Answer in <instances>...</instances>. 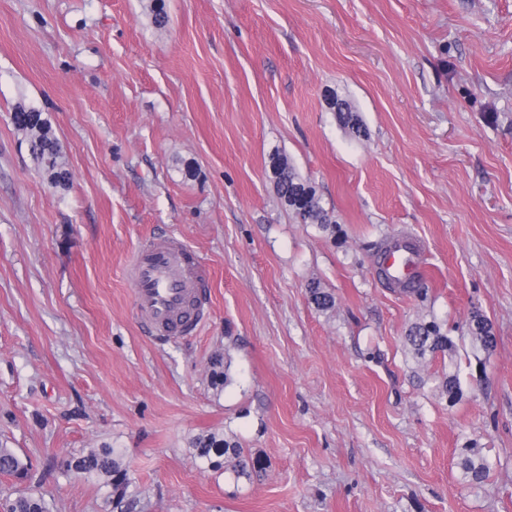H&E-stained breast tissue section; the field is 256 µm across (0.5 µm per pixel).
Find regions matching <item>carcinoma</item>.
I'll return each mask as SVG.
<instances>
[{
  "label": "carcinoma",
  "instance_id": "obj_1",
  "mask_svg": "<svg viewBox=\"0 0 512 512\" xmlns=\"http://www.w3.org/2000/svg\"><path fill=\"white\" fill-rule=\"evenodd\" d=\"M340 119L351 132L360 137L364 135L363 126L357 115L350 111L348 105L340 103ZM13 125L21 131L29 146L31 155L39 168L47 176L52 187H65L70 181L66 168L63 147L53 134L51 126L43 113L35 107L19 105L13 108L11 115ZM272 161L282 166L278 182L277 195L282 204L288 208L291 217L300 224H317L326 229L331 224L329 212L323 207L316 190L290 167L288 161L274 155ZM308 293L314 305L327 311L334 307L333 293L313 282L308 286ZM471 335L481 340L483 345L496 346V336L491 321L476 312L467 322ZM408 343L420 355L446 353L452 346L448 336L441 332L435 323L417 324L407 335ZM441 395L454 399L460 392V382L455 374L446 376L439 385ZM195 459L210 468H220L237 480H249L264 469V461L245 453L244 449L214 436L199 437L192 449ZM63 467L78 475L95 477L115 493L122 492L128 485V467L124 453L119 448H91L87 452L62 460ZM31 463L11 448H0V474L8 475L20 483L29 480ZM463 468L470 480L480 483L486 477L489 467L484 459L474 461L467 457ZM5 512H49V505L38 492L24 489L13 499L0 503Z\"/></svg>",
  "mask_w": 512,
  "mask_h": 512
}]
</instances>
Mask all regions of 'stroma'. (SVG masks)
Here are the masks:
<instances>
[{
	"mask_svg": "<svg viewBox=\"0 0 512 512\" xmlns=\"http://www.w3.org/2000/svg\"><path fill=\"white\" fill-rule=\"evenodd\" d=\"M20 103L66 146L67 188ZM276 152L330 229L292 220ZM398 234L426 299L376 276ZM163 235L213 288L202 328L159 345L126 264ZM430 321L453 348L416 356ZM205 435L265 471L201 470ZM0 447L51 512H512V0H0ZM90 448L125 450L122 503L62 467ZM11 120L25 135L29 151L47 176L50 185L54 188L66 187L70 181V173L66 168L63 147L43 113L35 107L19 105L13 108ZM467 329L471 335L476 336L480 341L482 340L483 346L489 345L490 348L496 345V336L493 332L491 321L484 315L476 312L470 317L467 322ZM31 463L11 448H0V474L13 477L19 483L29 480Z\"/></svg>",
	"mask_w": 512,
	"mask_h": 512,
	"instance_id": "35a3bbf8",
	"label": "stroma"
}]
</instances>
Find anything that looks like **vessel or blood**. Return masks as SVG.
<instances>
[{"label": "vessel or blood", "instance_id": "vessel-or-blood-1", "mask_svg": "<svg viewBox=\"0 0 512 512\" xmlns=\"http://www.w3.org/2000/svg\"><path fill=\"white\" fill-rule=\"evenodd\" d=\"M423 262L419 243L396 238L384 256L387 275L408 279ZM133 302L141 326L158 342L167 343L196 332L204 323L210 298V273L200 257L175 236L147 240L127 262Z\"/></svg>", "mask_w": 512, "mask_h": 512}]
</instances>
